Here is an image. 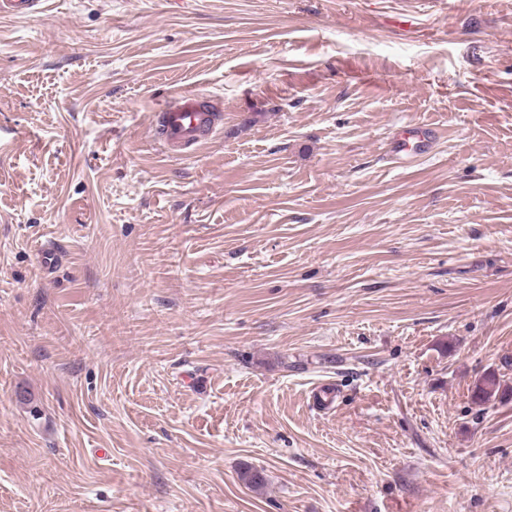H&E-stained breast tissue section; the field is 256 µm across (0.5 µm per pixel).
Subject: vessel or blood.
Returning <instances> with one entry per match:
<instances>
[{
  "label": "vessel or blood",
  "mask_w": 512,
  "mask_h": 512,
  "mask_svg": "<svg viewBox=\"0 0 512 512\" xmlns=\"http://www.w3.org/2000/svg\"><path fill=\"white\" fill-rule=\"evenodd\" d=\"M220 122L221 114L211 101L192 93H179L159 111L154 134L164 148L186 149L208 139ZM411 137V142H396L395 152H428L434 133L422 127Z\"/></svg>",
  "instance_id": "vessel-or-blood-1"
}]
</instances>
